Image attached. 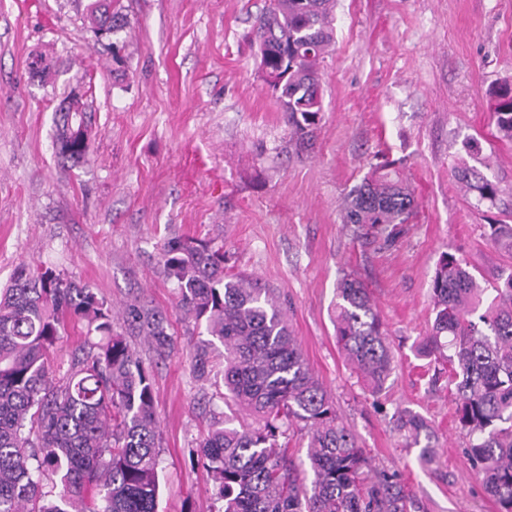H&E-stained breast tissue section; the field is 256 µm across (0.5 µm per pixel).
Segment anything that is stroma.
<instances>
[{
  "instance_id": "obj_1",
  "label": "stroma",
  "mask_w": 512,
  "mask_h": 512,
  "mask_svg": "<svg viewBox=\"0 0 512 512\" xmlns=\"http://www.w3.org/2000/svg\"><path fill=\"white\" fill-rule=\"evenodd\" d=\"M89 2L0 0V285L21 263L42 264L111 305L113 332L152 375L159 512L221 506L192 452L226 410L224 348L214 345L207 378L193 375L189 352L205 333L158 261L177 236L223 247L232 272L271 289L374 474L406 486L408 512H498L453 421L448 368L418 345L441 253L490 281L512 265L486 237L488 225L512 224V141L498 138L486 95L512 80V0H336L322 120L301 147L256 73L249 34L265 0H121L119 65L85 18ZM37 56L47 79L29 72ZM74 92L93 131L87 161L71 167L53 140L55 113ZM386 159L417 209L383 248L345 226L343 201ZM463 160L497 186L496 202L459 188ZM346 273L369 288L395 355L378 393L336 343ZM142 305L166 316L169 356L127 320ZM403 411L428 422L431 457L408 446L396 425Z\"/></svg>"
}]
</instances>
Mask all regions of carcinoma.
<instances>
[{
    "label": "carcinoma",
    "mask_w": 512,
    "mask_h": 512,
    "mask_svg": "<svg viewBox=\"0 0 512 512\" xmlns=\"http://www.w3.org/2000/svg\"><path fill=\"white\" fill-rule=\"evenodd\" d=\"M336 0H268L254 31L260 56L282 81L276 99L292 134L310 139L323 112L320 64L334 43ZM90 21L124 27L105 0L87 5ZM488 95L499 136L512 140V81ZM56 113L55 154L73 166L91 150V113L82 99ZM454 176L477 201L498 190L462 164ZM414 192L393 165H379L347 197L344 223L384 246L410 223ZM488 239L512 254V224H490ZM159 262L177 281L185 314L210 339L190 353L192 372L209 374L213 340L224 346L225 398L256 417L245 426L217 419L198 444L221 512H407L404 487L371 476L366 452L310 370L283 308L269 290L227 271L224 251L190 237L164 242ZM434 319L420 344L448 363L454 417L469 436L470 459L501 512H512V267L491 287L467 264L441 253L432 279ZM128 315L158 353L171 348L166 318L152 308ZM82 325V356L54 380L51 356ZM336 341L350 367L375 392L394 357L364 283H336ZM150 373L125 339L112 334V308L93 289L50 267L22 264L0 289V512H158L159 431ZM310 426L306 458L288 453L293 422ZM398 427L419 444L427 421L404 412Z\"/></svg>",
    "instance_id": "obj_1"
}]
</instances>
